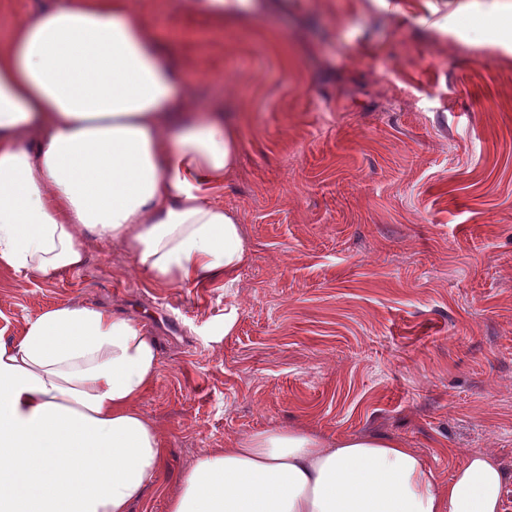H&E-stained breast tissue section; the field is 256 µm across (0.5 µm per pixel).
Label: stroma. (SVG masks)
Here are the masks:
<instances>
[{
  "instance_id": "obj_1",
  "label": "stroma",
  "mask_w": 512,
  "mask_h": 512,
  "mask_svg": "<svg viewBox=\"0 0 512 512\" xmlns=\"http://www.w3.org/2000/svg\"><path fill=\"white\" fill-rule=\"evenodd\" d=\"M277 2L239 31L141 0L201 109L241 122L215 195L252 245L234 287L154 286L94 239L76 274L0 270L2 340L62 302L156 337L140 407L168 456L134 512L271 426L398 438L444 481L471 451L512 470V56L435 30L464 0Z\"/></svg>"
}]
</instances>
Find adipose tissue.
Listing matches in <instances>:
<instances>
[{"instance_id":"adipose-tissue-1","label":"adipose tissue","mask_w":512,"mask_h":512,"mask_svg":"<svg viewBox=\"0 0 512 512\" xmlns=\"http://www.w3.org/2000/svg\"><path fill=\"white\" fill-rule=\"evenodd\" d=\"M230 28L266 0H184ZM490 47L512 0H467ZM241 132L201 111L136 0H54L0 41V268L78 272L85 242L121 245L149 281L238 282L252 260L236 211L214 194L237 170ZM159 347L107 307L65 302L0 340V512H133L168 450L139 407ZM512 472L465 454L448 481L391 437L329 439L273 426L183 474L168 512H503Z\"/></svg>"}]
</instances>
